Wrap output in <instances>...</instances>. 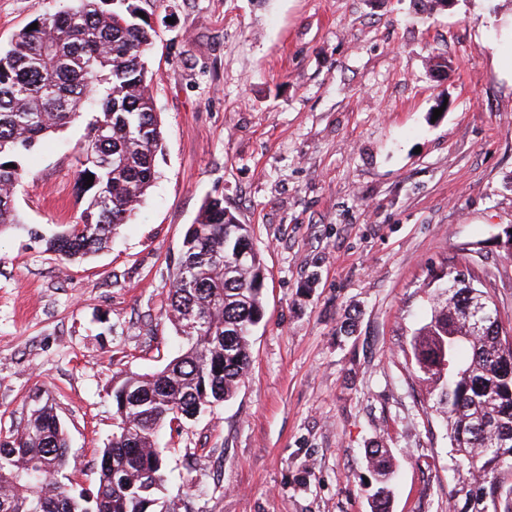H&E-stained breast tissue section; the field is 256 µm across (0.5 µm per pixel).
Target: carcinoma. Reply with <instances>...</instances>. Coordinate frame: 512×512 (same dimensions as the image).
<instances>
[{
    "label": "carcinoma",
    "instance_id": "obj_1",
    "mask_svg": "<svg viewBox=\"0 0 512 512\" xmlns=\"http://www.w3.org/2000/svg\"><path fill=\"white\" fill-rule=\"evenodd\" d=\"M139 2L68 0L37 13V28L0 48V230L20 223L14 190L22 155L87 116L77 175L88 201L75 223L46 240V250L66 262L108 247L156 179L163 128L145 66L155 30L139 16ZM239 249L244 257L236 263ZM262 287L249 225L224 199L205 201L185 234L165 309L182 349L162 369L113 389L117 424L101 452L95 492L57 482L69 466L68 440L46 402L0 443V512H154L166 468L159 433L230 397L245 380ZM482 292L449 268L410 341L411 365L447 431L452 512H512V346L505 345L512 325L504 332L492 318L474 327L472 312L495 298L491 288ZM366 460L375 477L371 512H390L398 461L379 446L366 449Z\"/></svg>",
    "mask_w": 512,
    "mask_h": 512
}]
</instances>
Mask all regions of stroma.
<instances>
[{
    "label": "stroma",
    "instance_id": "1",
    "mask_svg": "<svg viewBox=\"0 0 512 512\" xmlns=\"http://www.w3.org/2000/svg\"><path fill=\"white\" fill-rule=\"evenodd\" d=\"M427 2L145 0L158 177L110 248L67 263L42 239L87 201L85 120L26 157L0 233V433L50 398L93 488L117 382L177 354L173 272L220 196L251 227L264 315L234 396L161 436L168 512H370L376 445L401 463L390 512H448V438L408 351L462 248L512 320V0ZM58 6L0 0V47Z\"/></svg>",
    "mask_w": 512,
    "mask_h": 512
}]
</instances>
